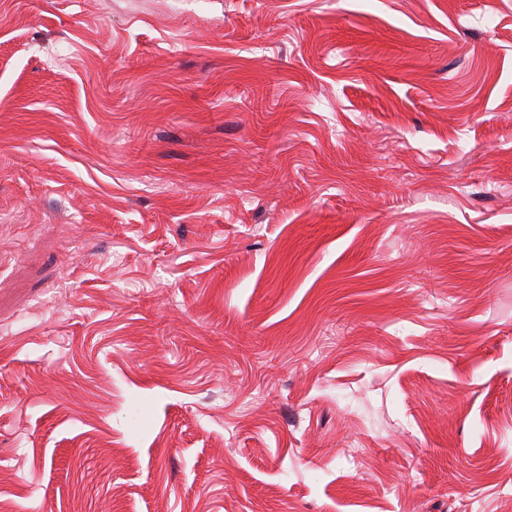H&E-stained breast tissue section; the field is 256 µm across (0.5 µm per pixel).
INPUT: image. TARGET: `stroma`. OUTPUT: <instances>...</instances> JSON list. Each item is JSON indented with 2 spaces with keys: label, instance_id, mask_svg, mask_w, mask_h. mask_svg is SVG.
I'll return each instance as SVG.
<instances>
[{
  "label": "stroma",
  "instance_id": "obj_1",
  "mask_svg": "<svg viewBox=\"0 0 512 512\" xmlns=\"http://www.w3.org/2000/svg\"><path fill=\"white\" fill-rule=\"evenodd\" d=\"M512 0H0V505L503 512Z\"/></svg>",
  "mask_w": 512,
  "mask_h": 512
}]
</instances>
